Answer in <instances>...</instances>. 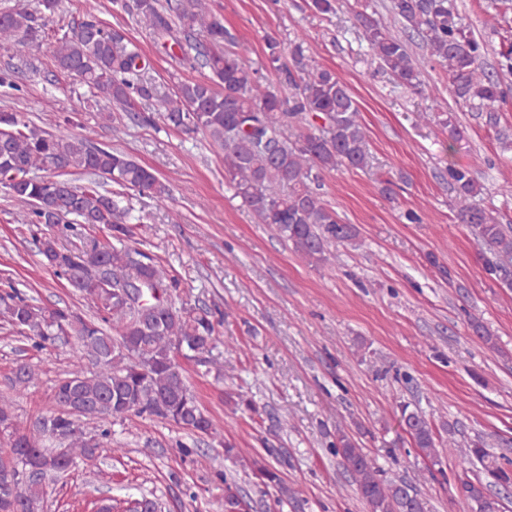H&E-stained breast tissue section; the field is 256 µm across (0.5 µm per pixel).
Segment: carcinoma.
Listing matches in <instances>:
<instances>
[{
    "label": "carcinoma",
    "mask_w": 512,
    "mask_h": 512,
    "mask_svg": "<svg viewBox=\"0 0 512 512\" xmlns=\"http://www.w3.org/2000/svg\"><path fill=\"white\" fill-rule=\"evenodd\" d=\"M59 0H37L0 12V48L26 59L46 38ZM162 45L201 62L208 80L185 82L162 95L145 78L147 62L116 29L88 11L71 32L55 33L54 65L77 82L105 94L115 107L146 126L160 121L186 132L203 131L224 151V178L261 224H269L310 263L329 261L331 248L353 243L354 224L344 223L323 198V174L368 165L366 131L357 101L330 69L314 64L304 42L287 48L274 36L266 57L279 90L246 64V48L212 11L210 0H112ZM320 14L349 9L370 50V64L415 93L423 80L406 41L374 14L369 0H312ZM389 11L408 37L448 77L456 99L496 123L495 112L512 92L503 74L484 65L487 47L463 22L453 0H389ZM66 172L94 177L87 186L61 179ZM154 198L163 205L170 188L127 154L79 136L58 135L21 112H0V189L27 224L46 226L36 239L38 253L54 275L95 308L85 319L69 306H46L11 285L0 288V321L30 341L36 351L73 338L82 368L57 381L54 409L28 424L17 419L16 402L35 379L28 363L16 366L11 389L0 393V512H44L46 483L78 462L96 465L111 437L87 428L91 420L129 415L156 417L193 434L210 436L212 420L191 392L178 357L217 365L210 358L224 315L204 303L172 301L179 282L147 253L122 244L129 236L128 212L96 178ZM460 223L481 246L487 274L512 290V229L476 203L482 186L471 170L448 163L446 176ZM116 243L88 238L87 226ZM74 237L69 246L60 238ZM403 430L433 464H441L430 422L402 408ZM350 475L367 512H427L421 488L383 477L359 442L340 434L331 445ZM256 483L275 487L277 502L292 494L281 472L269 463L251 467ZM462 490L473 512H496L498 503L481 480ZM241 491L224 483V512H248Z\"/></svg>",
    "instance_id": "obj_1"
}]
</instances>
